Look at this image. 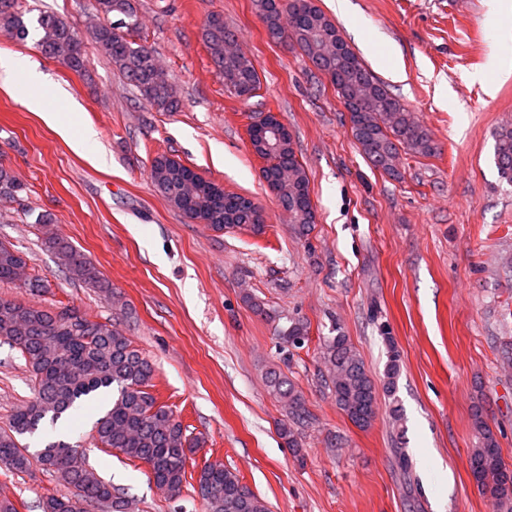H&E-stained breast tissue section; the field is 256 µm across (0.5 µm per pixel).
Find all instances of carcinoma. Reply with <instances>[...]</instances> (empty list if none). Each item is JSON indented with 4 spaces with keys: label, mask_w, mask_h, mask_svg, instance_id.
Wrapping results in <instances>:
<instances>
[{
    "label": "carcinoma",
    "mask_w": 512,
    "mask_h": 512,
    "mask_svg": "<svg viewBox=\"0 0 512 512\" xmlns=\"http://www.w3.org/2000/svg\"><path fill=\"white\" fill-rule=\"evenodd\" d=\"M253 6L271 38L291 40L316 69L332 75L340 100H345L353 87H370L368 95L351 107L350 130L374 167L396 177L399 151L421 156L435 153L436 145L428 129L416 122L388 87L372 75L347 42H342L341 52H336L334 43L339 31L315 0H289L281 11L271 7V0H253ZM94 11L103 21L94 24L91 32L104 54L156 111H176L179 102L154 52L126 37L139 28L134 0H94ZM37 24L38 45L47 56L77 74L86 72L88 59L82 41L69 24L51 14L41 15ZM0 33L22 42L29 36L28 21L19 10L18 0H0ZM203 38L224 77V86L238 97L255 96L260 89L255 61L232 49L235 34L221 16H210ZM494 161L500 177L512 183V128L496 132ZM176 171L177 163L170 156L159 155L152 162L151 179L169 205L191 219L188 196ZM275 171L280 181L278 206L300 233L309 231L313 224L310 203L299 200L300 190L309 189V180L290 147L278 154ZM26 190L10 169L0 165V203L19 200ZM246 200L243 195L226 192L213 205L235 213ZM44 245L56 254L71 278L94 288L105 287L97 267L55 229H46ZM26 267L19 250L0 243V281L21 278ZM70 311L76 313L73 321L62 317L58 310L0 297V338L19 351L29 369L33 391L32 400L18 408L8 425L0 428V467L12 473H29L37 465L56 474L74 490L70 497L43 499L42 512H80L82 503H94L107 512H125L128 503L119 489L101 477L85 455L69 443L61 439L47 443V452L35 462L29 458V448L22 444L24 436L35 433L44 419L55 423L71 413L81 398L112 386L116 393L110 407L94 426L98 447L117 450L131 461L146 464L150 478L169 498H179L187 482V460L195 443L182 421L152 392L153 363L112 324L91 321L77 307ZM306 338L307 326L300 322L291 323L282 336L293 348L303 347ZM385 340L389 363L383 390L392 399L400 353L392 337ZM320 358L326 366L322 384L336 405L356 427L371 426L377 408V383L348 337L340 330L327 337L320 347ZM267 385L286 415V422L280 427L281 438L297 451L302 430L311 421L306 399L280 371L267 373ZM475 426L480 445L471 455L472 474L494 500L495 512H512V473L503 463L494 433L479 414ZM196 484L205 512H269L266 502L220 462L205 463L197 473Z\"/></svg>",
    "instance_id": "cac0c4a2"
}]
</instances>
